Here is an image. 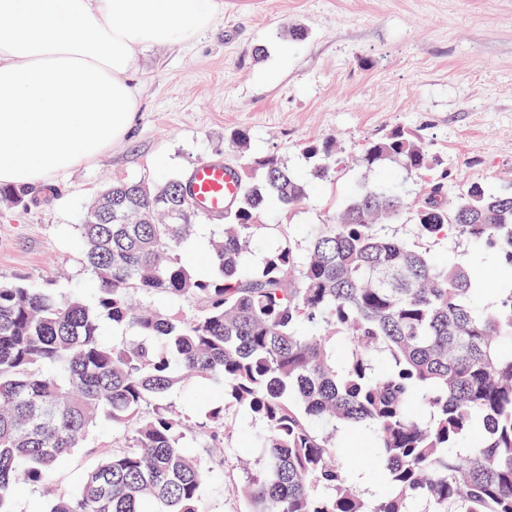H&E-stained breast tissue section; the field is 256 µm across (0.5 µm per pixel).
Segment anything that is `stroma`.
I'll return each instance as SVG.
<instances>
[{"label": "stroma", "mask_w": 512, "mask_h": 512, "mask_svg": "<svg viewBox=\"0 0 512 512\" xmlns=\"http://www.w3.org/2000/svg\"><path fill=\"white\" fill-rule=\"evenodd\" d=\"M214 25L182 47L143 50L139 110L122 144L93 162L54 176L27 206L0 202V281L25 282L69 295L90 289L77 230L105 184L158 185L196 162L220 156L246 167L250 154L305 166L308 142L335 138L346 155L402 127L417 132L448 170L449 192L474 181L512 191V0H223ZM299 27L304 39L288 37ZM250 136V153L231 139ZM362 176L348 164L336 179L311 187L303 205H270L248 266H257L282 235L304 243L333 222ZM441 262L466 265L474 283L495 290L505 276L494 249L452 237L431 241ZM260 421L230 410L224 468L205 484L208 512H245L237 489L260 467ZM112 442L99 423L84 448L55 467L64 496ZM341 455L356 484L377 491L369 460L375 438L343 432Z\"/></svg>", "instance_id": "stroma-1"}]
</instances>
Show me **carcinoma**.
I'll list each match as a JSON object with an SVG mask.
<instances>
[{
  "mask_svg": "<svg viewBox=\"0 0 512 512\" xmlns=\"http://www.w3.org/2000/svg\"><path fill=\"white\" fill-rule=\"evenodd\" d=\"M304 157L303 175L275 155L250 160L224 223L201 243V270L181 262L203 217L177 175L109 185L83 210L91 301L0 283V512L16 487L51 483L57 461L102 421L112 445L49 512H207L205 464L224 469L210 449L224 444L232 406L266 427L262 470L243 490L249 512H413L415 497L430 512H512V288L484 309L468 269L425 247L452 236L498 249L511 269L512 193L473 182L445 202L442 160L393 128L355 162L410 176L441 169L420 199L362 181L305 248L287 237L250 269L257 213L271 200L301 205L311 183L347 165L332 139ZM409 217L416 244L389 231ZM133 293L187 300L192 313L140 312ZM104 317L133 339L107 341ZM194 379L220 392L192 426L164 399ZM331 420L372 428L377 495L353 485L340 448L317 431ZM475 429L483 439L462 461Z\"/></svg>",
  "mask_w": 512,
  "mask_h": 512,
  "instance_id": "1",
  "label": "carcinoma"
}]
</instances>
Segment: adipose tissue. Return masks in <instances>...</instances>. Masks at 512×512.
<instances>
[{"mask_svg":"<svg viewBox=\"0 0 512 512\" xmlns=\"http://www.w3.org/2000/svg\"><path fill=\"white\" fill-rule=\"evenodd\" d=\"M218 0H0V186H33L128 135L148 46L192 41Z\"/></svg>","mask_w":512,"mask_h":512,"instance_id":"ef3b65f1","label":"adipose tissue"}]
</instances>
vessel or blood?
<instances>
[{
  "mask_svg": "<svg viewBox=\"0 0 512 512\" xmlns=\"http://www.w3.org/2000/svg\"><path fill=\"white\" fill-rule=\"evenodd\" d=\"M187 186L194 206L203 215L218 220L235 201L239 179L233 166L223 159L212 158L192 167Z\"/></svg>",
  "mask_w": 512,
  "mask_h": 512,
  "instance_id": "1",
  "label": "vessel or blood"
}]
</instances>
